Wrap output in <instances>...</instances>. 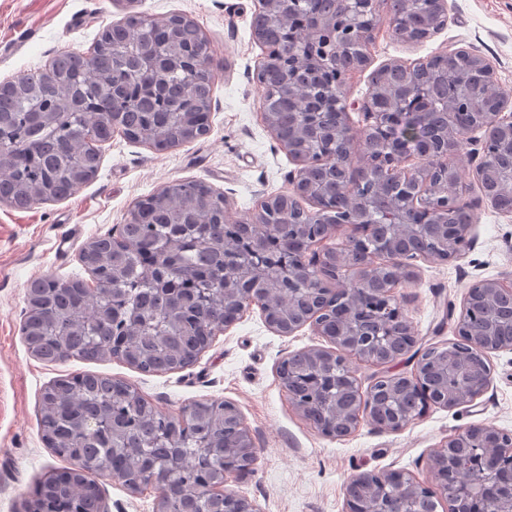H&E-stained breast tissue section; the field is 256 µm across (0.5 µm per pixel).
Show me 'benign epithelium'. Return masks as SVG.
Masks as SVG:
<instances>
[{
    "instance_id": "benign-epithelium-1",
    "label": "benign epithelium",
    "mask_w": 512,
    "mask_h": 512,
    "mask_svg": "<svg viewBox=\"0 0 512 512\" xmlns=\"http://www.w3.org/2000/svg\"><path fill=\"white\" fill-rule=\"evenodd\" d=\"M382 0H334L332 13L310 10L300 14L293 0H257L252 25L263 21L265 27L288 31L287 40L269 44L258 32L255 39L263 53L250 72L258 87H263L266 69L280 71L282 82L277 92L263 97L261 118L267 128L276 125L278 112L285 103L295 105V128L310 132L309 141L320 149L307 156H292L296 168L286 181L291 192L309 202L305 210L306 231L282 237L272 230V204L282 202L286 194L268 196L257 205L252 216L235 221V232L224 237V248L248 246L260 258L273 252L275 265L258 262L246 273L237 272L224 280V328L240 320L250 309L260 310L268 328L280 336H290L305 326L322 337L326 345L297 351L278 360L276 375L288 395L290 405L307 421L320 402L317 374L304 375L307 367L320 369L336 365V383L327 397L328 423L318 428L325 437L341 439L355 433L362 424L386 432H399L424 416L432 407L467 410L486 392L491 383L489 354L512 351V341L499 343L493 319L485 316L477 299L512 304V280L478 279L464 296L459 317L453 325L456 344L442 347L444 357L433 368L438 380L425 377V359L418 360L407 375L392 374L387 394L373 404L358 401L355 363H370L389 370L409 352L384 349L393 336L408 338L410 348L417 344L412 323L403 305L396 299V289L418 279L419 263L456 261L473 246L472 225L446 224L453 197L448 188L425 196L420 191L406 197L411 219L401 224H372L370 215L378 203L394 209L402 196L401 174H417L430 161L440 169L448 164L449 155L460 152L452 140L455 128L472 113L477 101L496 104L487 113L481 135L469 137V153L480 159L476 168L482 198L491 207L505 193L500 182L484 183L483 169L499 163L503 149L512 156V141L500 140L503 130L512 132V113L503 111L504 99L488 95L481 99L463 87L451 110H437L439 89L448 85V74L436 76L428 83L409 81L392 86L387 92L367 97L361 108L364 127L354 131L345 87L363 65L350 62L352 49L363 51L373 42L379 22ZM447 0H427L423 11L406 10L392 18L391 28L406 34L410 42H424L447 26ZM302 41L310 50L312 74L322 76L321 97L308 95L296 82L301 59H290L288 42ZM143 71H176L179 60L153 49L137 57ZM332 110L335 124L328 127L313 115ZM428 126L426 147L412 151L395 143L408 120ZM367 136V145L359 166L377 175L371 194L355 193L345 207L342 224H326L319 216L321 184L309 181L310 168L320 166L333 178L346 170L343 147L356 135ZM346 232L343 249L319 250L314 242L323 243L338 232ZM300 279L308 284L307 294L316 300L311 317L298 320L290 315L296 295L279 290V314L272 313L265 299L254 295L255 284ZM336 282L329 288L326 283ZM225 425L238 433L237 443L224 449V476L249 470L243 459L254 444L238 407L224 401ZM430 481L422 482L401 470L368 471L350 478L345 487L346 512H416L423 500L443 502L447 512H512V432L483 423L469 424L443 440L429 458ZM186 492L203 491L224 496V512H259L248 498L223 490L207 480L184 488Z\"/></svg>"
}]
</instances>
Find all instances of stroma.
<instances>
[{
	"label": "stroma",
	"mask_w": 512,
	"mask_h": 512,
	"mask_svg": "<svg viewBox=\"0 0 512 512\" xmlns=\"http://www.w3.org/2000/svg\"><path fill=\"white\" fill-rule=\"evenodd\" d=\"M447 3L446 28L425 42L403 41L381 25L368 63L345 88L348 101L367 98L371 77L384 64L412 65L460 47L485 58L500 88L512 94V0ZM255 9V0H0V82L44 69L61 52L87 51L103 28L130 12L146 19L186 15L207 35L217 65L203 138L157 151L116 133L102 145L96 177L69 197L23 210L0 203V512H24L37 480L68 465L45 445L38 422L43 388L68 373L125 380L177 417L195 401L235 403L256 461L226 487L260 512H345V485L356 473L405 470L426 482L430 450L457 429L485 422L512 431V352L501 351L491 353L490 386L469 410L433 408L396 433L365 425L343 439L322 436L289 407L275 371L279 359L321 345V338L307 327L277 335L256 308L182 370L144 373L116 359L50 364L29 352L21 334L28 284L87 278L82 246L126 223L137 200L175 181H198L223 192L232 213L246 218L262 198L287 190L285 176L295 164L264 125L262 92L249 78L262 55L252 31ZM453 162L474 216L473 248L452 263H422L418 281L398 288L419 349L451 340L474 280L512 278V215L481 202L476 163L467 152ZM96 481L107 512H156L150 491L130 492L106 474Z\"/></svg>",
	"instance_id": "obj_1"
}]
</instances>
